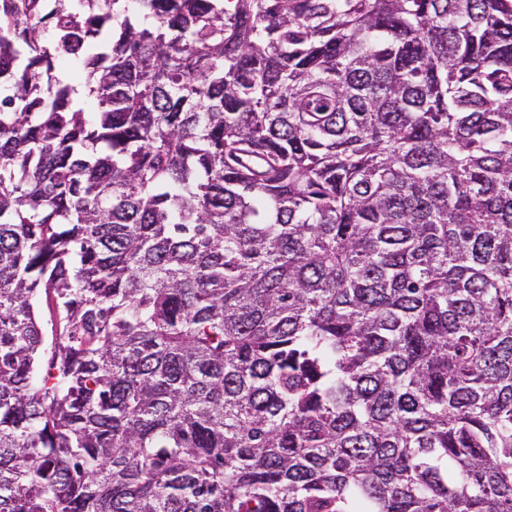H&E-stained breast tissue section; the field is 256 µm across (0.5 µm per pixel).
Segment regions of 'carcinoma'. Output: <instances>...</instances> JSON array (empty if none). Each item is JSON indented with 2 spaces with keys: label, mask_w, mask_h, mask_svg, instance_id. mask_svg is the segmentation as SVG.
<instances>
[{
  "label": "carcinoma",
  "mask_w": 512,
  "mask_h": 512,
  "mask_svg": "<svg viewBox=\"0 0 512 512\" xmlns=\"http://www.w3.org/2000/svg\"><path fill=\"white\" fill-rule=\"evenodd\" d=\"M0 512H512V0H0Z\"/></svg>",
  "instance_id": "obj_1"
}]
</instances>
